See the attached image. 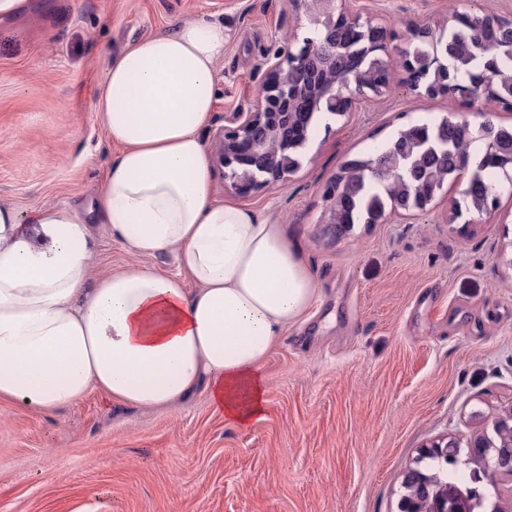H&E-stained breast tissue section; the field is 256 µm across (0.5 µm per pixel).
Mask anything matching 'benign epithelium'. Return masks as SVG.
<instances>
[{"instance_id":"obj_1","label":"benign epithelium","mask_w":512,"mask_h":512,"mask_svg":"<svg viewBox=\"0 0 512 512\" xmlns=\"http://www.w3.org/2000/svg\"><path fill=\"white\" fill-rule=\"evenodd\" d=\"M313 14L336 15V0H309ZM303 53L276 58L269 66V78L264 95L245 111L232 112L224 117L226 126L213 136L215 153L224 164V177L229 179L236 190L243 194L270 182L284 181L288 170V127L281 125L286 116L284 110L291 104L288 91V70L306 64ZM259 166L265 171L261 179L255 178L250 168ZM485 436L470 440L473 456L484 460V467L496 474L512 479V449H488ZM454 441L436 440L425 445L421 457L433 455L441 460L456 456ZM407 494L398 503V512H466L464 500L452 493V486L440 482L432 486L428 477L415 468L404 476Z\"/></svg>"}]
</instances>
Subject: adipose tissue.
<instances>
[{"mask_svg": "<svg viewBox=\"0 0 512 512\" xmlns=\"http://www.w3.org/2000/svg\"><path fill=\"white\" fill-rule=\"evenodd\" d=\"M226 41L223 22L193 18L107 65L95 108L120 151L93 212L137 265L87 287L78 211H41L27 232L0 206V401L50 411L96 392L168 409L204 385L229 425L263 420L262 367L320 288L284 225L212 197L201 133ZM167 252L176 273L154 262Z\"/></svg>", "mask_w": 512, "mask_h": 512, "instance_id": "obj_1", "label": "adipose tissue"}]
</instances>
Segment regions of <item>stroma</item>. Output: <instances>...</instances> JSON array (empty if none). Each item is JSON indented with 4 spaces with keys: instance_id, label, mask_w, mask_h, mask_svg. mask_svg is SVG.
<instances>
[{
    "instance_id": "35a3bbf8",
    "label": "stroma",
    "mask_w": 512,
    "mask_h": 512,
    "mask_svg": "<svg viewBox=\"0 0 512 512\" xmlns=\"http://www.w3.org/2000/svg\"><path fill=\"white\" fill-rule=\"evenodd\" d=\"M452 0H346L385 26L402 77L408 30L441 28ZM224 22L205 140L248 108L266 63L312 28L303 0H30L0 23V204L89 207L118 152L94 109L112 56L187 19ZM401 89L319 123L286 182L239 193L213 164V193L264 212L299 242L321 287L262 368L265 418L229 426L205 389L167 410L94 393L52 411L0 403V512H398L423 445L460 447L454 486L477 470L467 444L512 414V196L450 219L458 188L407 218L336 229L324 190L341 163L405 118L458 112ZM88 284L135 263L106 229Z\"/></svg>"
}]
</instances>
